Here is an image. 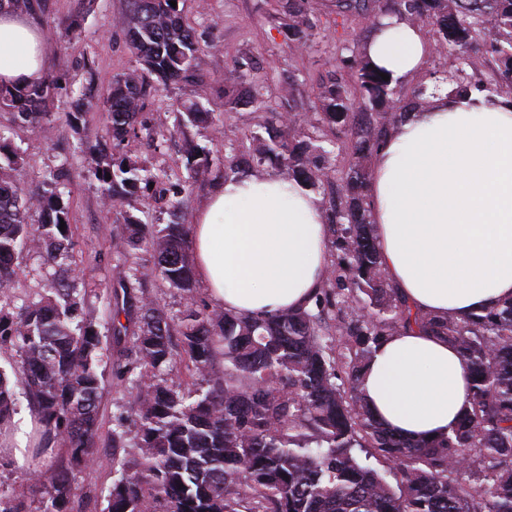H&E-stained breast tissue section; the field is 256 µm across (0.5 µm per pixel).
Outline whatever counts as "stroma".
Masks as SVG:
<instances>
[{
  "mask_svg": "<svg viewBox=\"0 0 512 512\" xmlns=\"http://www.w3.org/2000/svg\"><path fill=\"white\" fill-rule=\"evenodd\" d=\"M311 2V17L317 28L308 45L298 48L281 25L282 0H179L181 15L194 29L203 49L201 81L150 89L136 126L142 131L150 129L151 134L131 138L122 154L138 165L165 170L171 182L186 181L190 187L175 198L165 192L161 181H143L135 197L110 199L85 166L89 150L112 148L105 103L113 76L139 67L118 24L119 17L128 10V0H41V8L31 21L47 37V72L57 79L58 89L40 128L14 122L10 112L1 110L0 125L8 128L12 149L24 159L18 170L19 187L40 184L49 171L62 169L78 283L91 292L97 317H104L105 302L117 286L114 236L124 216L130 213L144 224H165L170 220V203L176 199L182 222L190 223L223 179L227 157L233 154L244 161L256 148L251 134L268 120L270 111L226 104L227 64L243 62L245 71L271 104V111L311 119L320 110L318 87L339 69L346 46L372 36L371 22L358 15L349 17L344 28H336V0ZM73 21L79 24L76 34L62 36L61 27ZM80 93L98 103L99 108L87 114L85 122L75 123L70 115ZM189 99L208 103L215 123L208 128H188L181 136L173 131L176 105ZM190 144L209 160L205 175L194 180L186 168V147ZM122 403L121 393L107 387L97 453L76 474L77 512H101L106 504L112 485V419ZM13 421L15 448L11 454L0 455V490L8 495L25 491L29 484L32 459L27 446L37 417L27 398H19Z\"/></svg>",
  "mask_w": 512,
  "mask_h": 512,
  "instance_id": "35a3bbf8",
  "label": "stroma"
}]
</instances>
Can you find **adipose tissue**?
<instances>
[{"mask_svg":"<svg viewBox=\"0 0 512 512\" xmlns=\"http://www.w3.org/2000/svg\"><path fill=\"white\" fill-rule=\"evenodd\" d=\"M431 51L422 25L393 15L362 47L395 82L422 74ZM46 68L45 34L0 14V80L31 84ZM368 196L382 265L413 309L461 320L512 299V96L471 90L406 113L377 153ZM190 236L211 300L252 317L309 306L328 262L318 198L272 173L221 181ZM362 390L402 436L442 439L468 403L470 374L456 348L415 330L376 349Z\"/></svg>","mask_w":512,"mask_h":512,"instance_id":"adipose-tissue-1","label":"adipose tissue"}]
</instances>
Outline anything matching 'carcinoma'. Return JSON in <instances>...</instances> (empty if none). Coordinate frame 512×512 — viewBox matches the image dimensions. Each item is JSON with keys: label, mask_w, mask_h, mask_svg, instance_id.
I'll list each match as a JSON object with an SVG mask.
<instances>
[{"label": "carcinoma", "mask_w": 512, "mask_h": 512, "mask_svg": "<svg viewBox=\"0 0 512 512\" xmlns=\"http://www.w3.org/2000/svg\"><path fill=\"white\" fill-rule=\"evenodd\" d=\"M119 19L140 71L117 75L108 101L109 138L118 149L137 135L150 76L164 85L198 80L201 47L169 0H130ZM309 0H286L288 31L303 46L316 24ZM409 21H425L453 62L395 111V86L347 48L348 88L336 74L320 85L319 121L336 128L331 141L310 135L295 119L271 113L252 156L288 182L318 189L339 173L334 155L349 156L336 202L325 211L333 239L324 278L312 305L264 318L211 311L197 304L190 229L178 203L162 226L124 217L114 267L122 295L109 304L107 327L124 361L112 379L127 394L112 447L132 441L135 457L112 452V489L103 512H512V302L464 321L414 311L388 281L369 220L367 164L405 112H424L431 99L470 88L512 90V0H396ZM39 0H0V11L34 14ZM368 12V0H336L339 15ZM492 37L495 66L471 81L486 56L481 34ZM56 83L0 84V105L33 128L48 115ZM225 104L268 107L257 90ZM183 121L210 119L198 101L182 104ZM0 293L19 275L22 250L38 253L46 271L43 293L0 308V348L19 357L18 374L40 428L32 453L40 459L63 447L70 468L87 465L99 441L105 391L103 336L78 288L69 223L57 177L19 196L15 171L23 158L0 132ZM87 173L107 195L136 193L137 184L165 179L114 153L90 156ZM111 179H106V176ZM39 209L41 222L28 223ZM150 255L163 283L184 310L169 314L141 283L138 263ZM134 281L137 288H128ZM419 330L454 345L472 374L473 393L459 425L443 441H410L384 428L360 386L380 342ZM17 393L0 371V449L13 438ZM394 471L395 483L370 459ZM37 512H72L69 468L35 470Z\"/></svg>", "instance_id": "1"}]
</instances>
